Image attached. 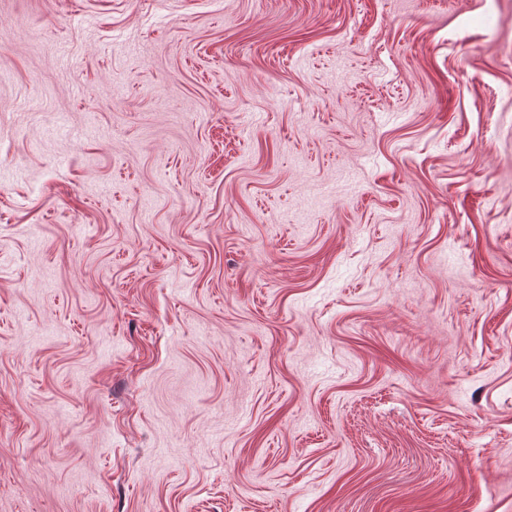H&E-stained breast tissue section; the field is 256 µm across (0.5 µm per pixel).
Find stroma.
Returning <instances> with one entry per match:
<instances>
[{"instance_id":"1","label":"stroma","mask_w":512,"mask_h":512,"mask_svg":"<svg viewBox=\"0 0 512 512\" xmlns=\"http://www.w3.org/2000/svg\"><path fill=\"white\" fill-rule=\"evenodd\" d=\"M0 512H512V0H0Z\"/></svg>"}]
</instances>
